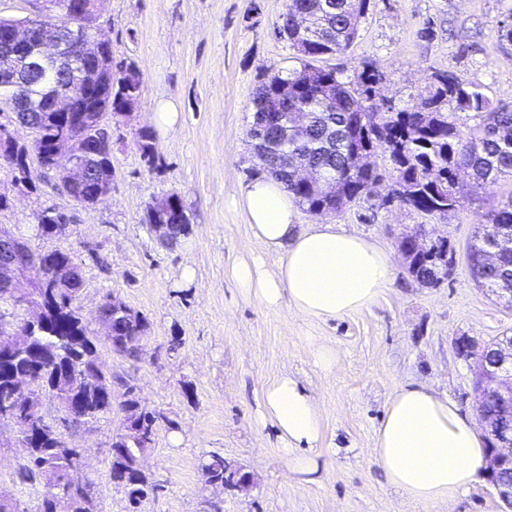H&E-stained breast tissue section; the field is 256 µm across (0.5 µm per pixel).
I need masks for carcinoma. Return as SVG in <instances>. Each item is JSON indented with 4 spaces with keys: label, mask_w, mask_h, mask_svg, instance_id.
<instances>
[{
    "label": "carcinoma",
    "mask_w": 512,
    "mask_h": 512,
    "mask_svg": "<svg viewBox=\"0 0 512 512\" xmlns=\"http://www.w3.org/2000/svg\"><path fill=\"white\" fill-rule=\"evenodd\" d=\"M369 3L334 0V10L329 11L324 0H287L279 34L287 37L301 56V66L284 77L274 75L259 87L258 100L286 83L288 99L280 103L278 128L262 139L251 133L248 137L254 152L264 157L266 171L306 212L336 214L371 196L381 174L375 167L355 168L352 154L358 150L373 153L383 146L398 172V201L427 216L444 217L470 200L472 189L512 177V108L494 106L455 74L440 72L433 76L434 92L420 106L383 112L373 102L374 87L380 81L378 70L361 72L354 88L340 81L334 68L314 65L319 59L344 52L353 43ZM296 15L307 17L308 30L294 28ZM115 67L118 77L112 83L78 99L90 111L77 113L71 125L61 124L54 112L14 113L15 123L38 128L41 137L30 149L17 146L15 155L5 159L10 170L27 179L32 172L55 169V153L70 152L87 169V177L72 182L60 171L57 188L83 208L102 202L94 185L101 173L107 184H112V152L108 151L111 143L101 114L119 112L136 102L142 87L135 62L119 59ZM48 84L54 93L66 95L76 89V76L62 74ZM295 112L308 113L306 123H298ZM468 119L476 121V131L465 138L461 127ZM283 152L297 156L335 183V192L320 193L291 180L279 165ZM461 173L467 174L470 182L460 181ZM70 223L71 219L61 213L50 224L38 222L37 231L41 236H59L66 233ZM511 233L512 197L479 215L470 252L487 288L512 286V250L488 248L495 237ZM21 258L37 277L22 294L0 299V406L13 409L18 418L28 422L20 425V443L31 453L18 471V480H38L44 486L59 488L78 463L75 449L45 420L37 396L16 391L15 379L31 376L40 391L55 397L74 425L112 411L118 388L126 397L121 410L132 411L135 403L127 398L132 387L125 377L117 375L109 380L103 375L96 338L83 322L79 305L82 278L72 258L58 250H40L30 240L23 244ZM440 258L439 252L417 254L408 272L418 280L430 278ZM21 307L34 308V316L23 321L10 319ZM98 315L107 329L105 340L125 339L123 354L137 359L141 336L146 332L145 319L110 295L104 298ZM17 328L27 341L22 348L8 352L4 338ZM158 420L159 416L144 407L136 416L140 432L151 437ZM139 444L134 434L121 436L112 444L117 452L110 465L111 479L134 509L155 490L137 467ZM204 468L215 480L224 482L223 456L211 455ZM74 512H95L89 488L75 492Z\"/></svg>",
    "instance_id": "cac0c4a2"
}]
</instances>
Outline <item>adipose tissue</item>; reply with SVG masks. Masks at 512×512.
<instances>
[{
  "instance_id": "adipose-tissue-1",
  "label": "adipose tissue",
  "mask_w": 512,
  "mask_h": 512,
  "mask_svg": "<svg viewBox=\"0 0 512 512\" xmlns=\"http://www.w3.org/2000/svg\"><path fill=\"white\" fill-rule=\"evenodd\" d=\"M231 204L244 214L261 252L280 256L272 271L259 257L225 268L227 281L244 298L325 323L369 309L391 287L393 262L378 243L332 224L299 228L298 206L276 180L253 181ZM261 399L262 418L276 429L290 468L315 482V450L324 442L315 396L284 372L266 383ZM374 457L394 490L422 504L456 501L488 462L474 422L427 384L404 386L390 396L375 432Z\"/></svg>"
}]
</instances>
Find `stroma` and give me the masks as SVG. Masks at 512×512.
Masks as SVG:
<instances>
[{
    "mask_svg": "<svg viewBox=\"0 0 512 512\" xmlns=\"http://www.w3.org/2000/svg\"><path fill=\"white\" fill-rule=\"evenodd\" d=\"M285 11L286 0H104L103 36L116 58L134 61L143 77L130 113L109 125V197L84 209L55 190V175L30 189L0 169V194L9 199L0 227L31 236L35 247L68 253L79 265L81 313L100 339L105 374L129 376L142 405L160 416L142 458L156 490L138 510L109 476L112 440L124 429L120 410L64 428L65 441L81 452L77 476L89 483L99 512H502L484 477L453 503L411 502L387 484L373 448L388 397L406 385H432L476 418L473 362L458 355L455 340L483 344L512 335V309L475 284L468 263L479 214L512 196V179L485 187L479 201L443 219L396 201L382 206L378 200L391 193L398 174L380 148L370 158L383 175L374 197L333 217L300 212L299 224H337L376 241L393 259L391 288L352 317L312 324L287 307L270 311L224 277L228 263L257 250L228 201L267 175L247 133L261 84L299 65L277 33ZM511 14L512 0H371L353 44L323 63L351 84L376 68L381 80L373 100L383 109L421 104L442 71L492 104L512 107V48L497 38ZM162 100L178 113L163 134L154 121ZM144 130L154 134L150 158L137 146ZM172 195L189 215L190 231L168 248L145 212ZM46 209L73 215L66 235L34 237ZM420 224L427 238H446L452 258L450 275L435 285L407 272L399 248ZM108 295L147 322L137 361L113 354L103 340L97 308ZM310 335L336 346L335 369L315 365ZM283 371L300 378L321 406L325 440L316 451L315 483L289 469L275 428L261 420L262 390ZM214 454L249 473V487L210 485L203 466ZM26 462L16 426L1 427L0 487L32 510L43 486L18 483Z\"/></svg>",
    "mask_w": 512,
    "mask_h": 512,
    "instance_id": "obj_1",
    "label": "stroma"
}]
</instances>
